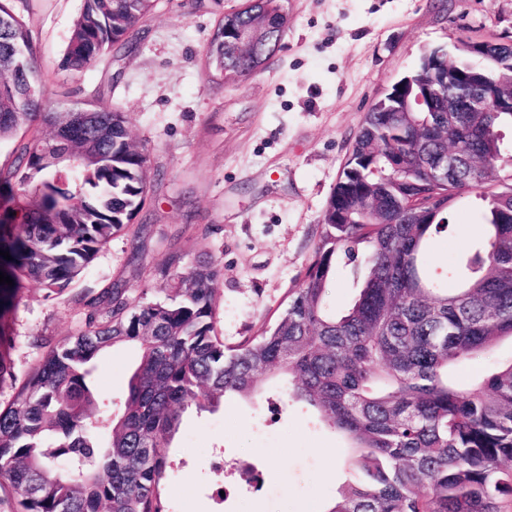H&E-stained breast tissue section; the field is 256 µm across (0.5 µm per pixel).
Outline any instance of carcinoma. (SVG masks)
<instances>
[{"label": "carcinoma", "mask_w": 512, "mask_h": 512, "mask_svg": "<svg viewBox=\"0 0 512 512\" xmlns=\"http://www.w3.org/2000/svg\"><path fill=\"white\" fill-rule=\"evenodd\" d=\"M0 0V141L23 131L14 164L0 168V381L11 374L8 317L28 282L62 294L101 247L147 217L148 150L123 113L88 105L64 112L47 92L31 30ZM282 0L232 13L205 46L223 73L259 72L278 51ZM154 0H85L62 67L74 75L111 47L125 48ZM456 84L432 87L429 54L364 116L321 216L298 287L256 336L227 343L214 298L223 268L171 253L155 268L167 293L116 286L109 310L86 302L85 328L49 349L0 407V477L17 512H169L158 487L172 468L168 442L184 410L253 398L288 376L285 397L314 407L351 441L357 480L326 512H500L512 495V359L466 388L448 368L491 354L512 337V112H450L448 96L512 80V44L464 39ZM455 155L448 182L438 162ZM480 201L486 238L459 259L448 288L427 277L429 243L448 229L456 201ZM357 295L328 305L337 263ZM131 344L139 361L119 415L98 414L89 363Z\"/></svg>", "instance_id": "cac0c4a2"}]
</instances>
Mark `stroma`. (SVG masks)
<instances>
[{"label": "stroma", "instance_id": "stroma-1", "mask_svg": "<svg viewBox=\"0 0 512 512\" xmlns=\"http://www.w3.org/2000/svg\"><path fill=\"white\" fill-rule=\"evenodd\" d=\"M243 0H156L132 32L79 75L62 59L83 0H29L32 31L56 106L92 102L125 113L151 160L146 223L113 237L65 292L29 284L14 315L16 382L50 347L77 333L85 302L122 286L161 298L154 269L170 252L187 264L215 260L219 333L255 335L297 285L318 240L320 217L364 115L433 47L460 34L512 40V0H285L282 48L255 77L214 79L204 47ZM486 227L475 197L459 202L426 258L448 270ZM134 346L95 359L96 401H120L138 362ZM282 380L217 411L188 408L169 443L175 475L161 494L171 512H326L357 478L351 442L303 403L269 404Z\"/></svg>", "mask_w": 512, "mask_h": 512}]
</instances>
